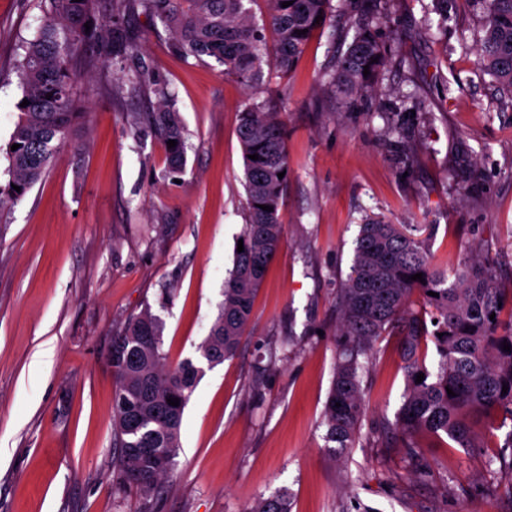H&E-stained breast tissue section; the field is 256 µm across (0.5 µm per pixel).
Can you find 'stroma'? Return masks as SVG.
Returning <instances> with one entry per match:
<instances>
[{
	"mask_svg": "<svg viewBox=\"0 0 512 512\" xmlns=\"http://www.w3.org/2000/svg\"><path fill=\"white\" fill-rule=\"evenodd\" d=\"M393 47L375 103L326 89L354 29L321 30L297 68L266 63L247 91L212 59H182L160 23L129 16L136 50L78 67L89 114L72 145L15 206L0 212V512H247L287 494L291 512H512V482L490 468L512 420L477 422L481 446L421 439L417 458L389 445L405 376L393 339L363 371L360 437L341 457L326 440L336 365V293L366 217L429 224L434 263L494 257L512 286V100L476 49L478 17L453 0L448 28L425 36L432 0H391ZM38 0H0V172L18 120L22 42ZM148 66L184 127L186 162L129 126L148 98L130 79ZM286 93L291 168L283 244L233 358L205 369L185 408L181 449L158 492L112 471V336L143 310L163 324L168 364L196 358L224 301L248 220L237 115ZM428 111L413 109V98ZM409 142L400 164L387 136Z\"/></svg>",
	"mask_w": 512,
	"mask_h": 512,
	"instance_id": "1",
	"label": "stroma"
}]
</instances>
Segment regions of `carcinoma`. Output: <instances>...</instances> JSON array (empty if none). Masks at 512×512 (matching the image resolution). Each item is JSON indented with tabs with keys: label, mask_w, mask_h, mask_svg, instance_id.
<instances>
[{
	"label": "carcinoma",
	"mask_w": 512,
	"mask_h": 512,
	"mask_svg": "<svg viewBox=\"0 0 512 512\" xmlns=\"http://www.w3.org/2000/svg\"><path fill=\"white\" fill-rule=\"evenodd\" d=\"M254 0H40L43 21L23 45L19 64L22 98L19 119L7 151L6 185L0 186V211L14 205L46 174L59 149L86 118L74 88L75 66L102 59L121 62L133 52L138 32L124 17L142 12L159 21L173 52L187 59L211 58L224 74L250 88L263 81V64L273 56L279 71L292 70L315 31L332 22V0H264L258 23ZM481 17L484 35L477 52L500 88L512 94V0H471ZM388 11V0L354 20L355 35L334 62L328 87L340 88L352 100L373 99L388 63V51L375 33L374 19ZM323 20L316 21L317 16ZM91 29L85 30L84 24ZM306 34H297V31ZM369 75H364V66ZM157 101L152 111L135 116L167 149L169 165L185 164L182 118L168 103L165 84L143 73ZM51 98H46V94ZM284 99L270 96L248 103L238 113V138L245 166L249 222L241 239L244 251L224 283V303L199 347L209 366L233 357L251 322L257 290L279 248L283 234L280 210L285 201L290 166L287 132L281 119ZM256 154L258 159L250 156ZM284 173L278 178V173ZM20 190L13 189V186ZM273 207L264 211L261 206ZM430 235L417 236L405 224L369 217L356 239L351 272L337 290L341 315L338 357L325 406L326 439L333 454L352 446L364 414L359 371L375 355L385 336L401 337L407 381L403 404L392 434L415 456L416 438L446 435L460 448L479 447L470 417L512 419V288L503 285L492 261L463 262L453 272L432 263ZM420 273L424 281L411 279ZM428 309L409 307L414 293ZM495 318H490V315ZM433 342L437 370L425 363L422 345ZM160 320L145 310L132 315L112 337V371L117 378L113 399V440L117 454L112 471L123 485L144 494L158 489L175 465L181 447L185 407L203 374L200 362L185 359L167 364ZM425 380L416 382L417 375ZM508 387L502 393V387ZM452 389L454 395L447 394ZM179 399V405L167 399ZM340 406H335V403ZM249 512H290L285 494L261 499Z\"/></svg>",
	"instance_id": "obj_1"
}]
</instances>
